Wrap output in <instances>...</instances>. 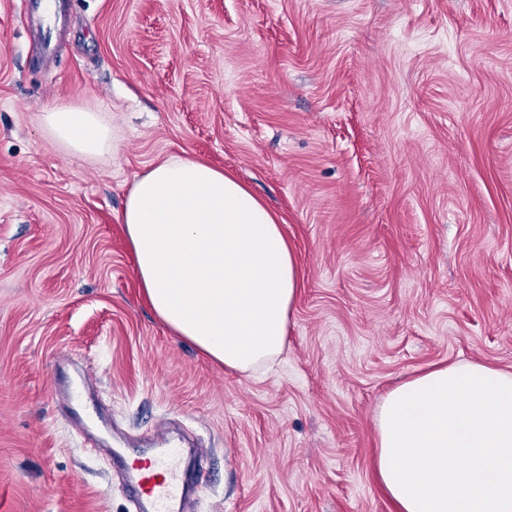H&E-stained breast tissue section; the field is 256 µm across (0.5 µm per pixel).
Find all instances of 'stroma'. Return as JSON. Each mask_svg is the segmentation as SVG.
Segmentation results:
<instances>
[{
  "label": "stroma",
  "mask_w": 512,
  "mask_h": 512,
  "mask_svg": "<svg viewBox=\"0 0 512 512\" xmlns=\"http://www.w3.org/2000/svg\"><path fill=\"white\" fill-rule=\"evenodd\" d=\"M0 0V512H135L104 444L209 456L192 512H392L372 418L433 365L512 371V0ZM78 103L111 151L41 128ZM186 154L283 219L301 288L253 380L140 302L119 215ZM41 127L68 153L93 157L112 149V126L99 112L76 104L47 107ZM87 385L88 375L83 371L77 383L70 382L67 386H59L57 391L63 401L62 409L68 419L77 427L89 433L90 430L85 423L92 421L93 418L81 399V388H85Z\"/></svg>",
  "instance_id": "stroma-1"
}]
</instances>
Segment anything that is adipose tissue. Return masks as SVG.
<instances>
[{
  "label": "adipose tissue",
  "mask_w": 512,
  "mask_h": 512,
  "mask_svg": "<svg viewBox=\"0 0 512 512\" xmlns=\"http://www.w3.org/2000/svg\"><path fill=\"white\" fill-rule=\"evenodd\" d=\"M39 120L72 155L112 148L111 124L84 106ZM120 221L142 296L168 329L227 368L266 375L299 288L276 215L223 170L171 157L136 178ZM374 425L396 512H512V371L430 367L386 394Z\"/></svg>",
  "instance_id": "adipose-tissue-1"
}]
</instances>
